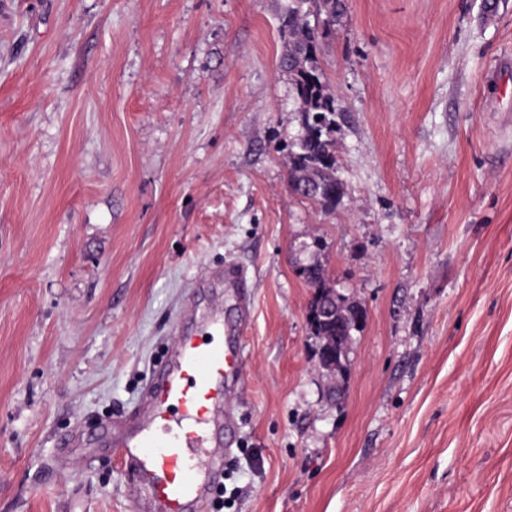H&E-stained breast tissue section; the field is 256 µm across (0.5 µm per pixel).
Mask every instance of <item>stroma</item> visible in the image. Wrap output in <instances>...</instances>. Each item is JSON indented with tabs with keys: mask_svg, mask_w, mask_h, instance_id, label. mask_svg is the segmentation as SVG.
Returning a JSON list of instances; mask_svg holds the SVG:
<instances>
[{
	"mask_svg": "<svg viewBox=\"0 0 512 512\" xmlns=\"http://www.w3.org/2000/svg\"><path fill=\"white\" fill-rule=\"evenodd\" d=\"M288 0H0V512H139L101 426L229 291L227 506L512 512V0H345V194L292 193ZM322 250H314V240ZM367 315L337 387L295 273ZM297 274L314 290L322 288H336L330 278L328 269L319 261H312L297 268Z\"/></svg>",
	"mask_w": 512,
	"mask_h": 512,
	"instance_id": "stroma-1",
	"label": "stroma"
}]
</instances>
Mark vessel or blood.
<instances>
[{"label":"vessel or blood","mask_w":512,"mask_h":512,"mask_svg":"<svg viewBox=\"0 0 512 512\" xmlns=\"http://www.w3.org/2000/svg\"><path fill=\"white\" fill-rule=\"evenodd\" d=\"M204 326L203 336L181 333L134 417L112 434L111 444L132 486L146 493L150 512H191L222 467L218 447L231 442L233 423L224 404L242 352L219 315Z\"/></svg>","instance_id":"obj_1"}]
</instances>
